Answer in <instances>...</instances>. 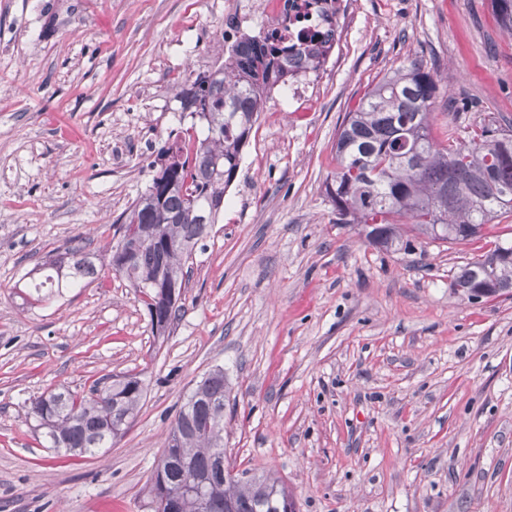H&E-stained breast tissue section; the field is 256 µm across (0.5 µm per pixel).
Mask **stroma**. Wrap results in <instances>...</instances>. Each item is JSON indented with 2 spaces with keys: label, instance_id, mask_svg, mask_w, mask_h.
Returning <instances> with one entry per match:
<instances>
[{
  "label": "stroma",
  "instance_id": "35a3bbf8",
  "mask_svg": "<svg viewBox=\"0 0 512 512\" xmlns=\"http://www.w3.org/2000/svg\"><path fill=\"white\" fill-rule=\"evenodd\" d=\"M224 2L0 0V512H149L175 415L218 367L225 463L297 512H512V290L453 288L506 218L385 251L326 193L345 113L409 61L440 80L437 141L512 120L491 0H347L343 54L271 91L164 337L106 265L52 304L28 295L38 264L107 248L181 126L174 77L225 58ZM126 374L146 396L112 448H43L29 398Z\"/></svg>",
  "mask_w": 512,
  "mask_h": 512
}]
</instances>
